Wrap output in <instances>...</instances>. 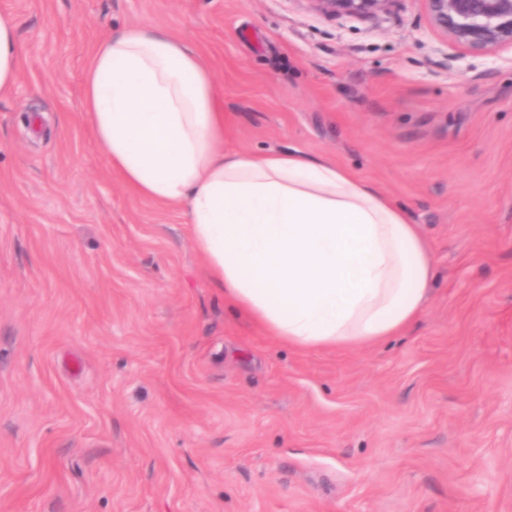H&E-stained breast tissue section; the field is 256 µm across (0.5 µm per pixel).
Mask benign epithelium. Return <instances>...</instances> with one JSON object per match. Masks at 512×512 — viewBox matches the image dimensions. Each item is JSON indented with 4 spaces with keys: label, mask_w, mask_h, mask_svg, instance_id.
<instances>
[{
    "label": "benign epithelium",
    "mask_w": 512,
    "mask_h": 512,
    "mask_svg": "<svg viewBox=\"0 0 512 512\" xmlns=\"http://www.w3.org/2000/svg\"><path fill=\"white\" fill-rule=\"evenodd\" d=\"M326 16H372L391 0H310ZM432 24L453 43L477 53L512 47V0H425Z\"/></svg>",
    "instance_id": "obj_1"
}]
</instances>
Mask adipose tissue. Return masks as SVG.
<instances>
[{
    "label": "adipose tissue",
    "instance_id": "adipose-tissue-1",
    "mask_svg": "<svg viewBox=\"0 0 512 512\" xmlns=\"http://www.w3.org/2000/svg\"><path fill=\"white\" fill-rule=\"evenodd\" d=\"M17 72L16 22L0 13V93ZM81 106L113 173L184 206L225 301L267 335L358 347L403 334L429 303L435 267L409 212L336 163L225 148L224 94L191 42L151 27L103 38Z\"/></svg>",
    "mask_w": 512,
    "mask_h": 512
}]
</instances>
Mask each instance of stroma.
Here are the masks:
<instances>
[{"instance_id": "35a3bbf8", "label": "stroma", "mask_w": 512, "mask_h": 512, "mask_svg": "<svg viewBox=\"0 0 512 512\" xmlns=\"http://www.w3.org/2000/svg\"><path fill=\"white\" fill-rule=\"evenodd\" d=\"M0 512H512V48L425 0H0ZM194 43L228 146L348 167L436 265L404 334L297 350L224 300L181 207L112 173L80 108L101 38ZM326 16H372L387 10L391 0H310ZM17 72L16 22L13 16L0 13V94L14 86Z\"/></svg>"}]
</instances>
